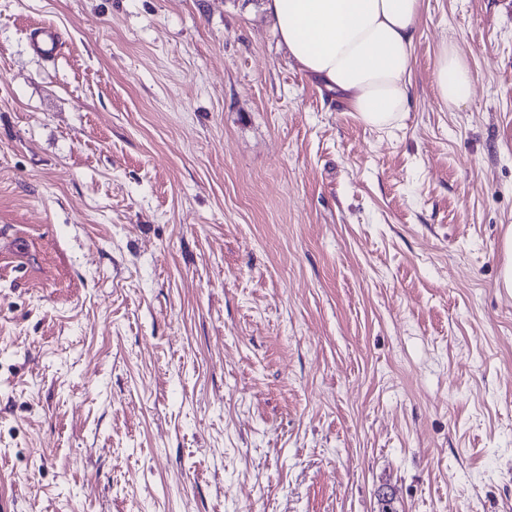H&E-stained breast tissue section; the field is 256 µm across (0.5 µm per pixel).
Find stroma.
I'll use <instances>...</instances> for the list:
<instances>
[{
  "label": "stroma",
  "instance_id": "1",
  "mask_svg": "<svg viewBox=\"0 0 512 512\" xmlns=\"http://www.w3.org/2000/svg\"><path fill=\"white\" fill-rule=\"evenodd\" d=\"M511 225L512 0L386 130L263 0H0V505L512 512ZM32 43L36 51L46 57L58 54L61 44L57 31L48 25H41L32 31ZM435 72L440 100L449 108L461 106L470 87V74L466 60L453 44L445 42L442 45Z\"/></svg>",
  "mask_w": 512,
  "mask_h": 512
}]
</instances>
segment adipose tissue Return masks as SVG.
Instances as JSON below:
<instances>
[{
  "mask_svg": "<svg viewBox=\"0 0 512 512\" xmlns=\"http://www.w3.org/2000/svg\"><path fill=\"white\" fill-rule=\"evenodd\" d=\"M421 7L422 0H264L299 68L376 129L394 126L408 110ZM469 87L466 60L443 44L436 65L440 100L461 106Z\"/></svg>",
  "mask_w": 512,
  "mask_h": 512,
  "instance_id": "obj_1",
  "label": "adipose tissue"
}]
</instances>
